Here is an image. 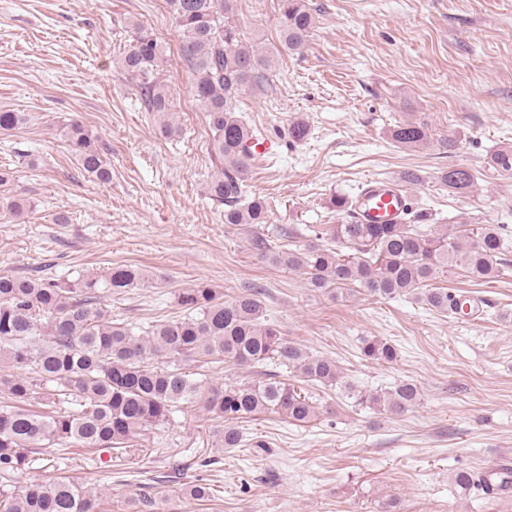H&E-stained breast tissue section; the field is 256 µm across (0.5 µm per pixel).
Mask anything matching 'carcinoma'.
I'll return each mask as SVG.
<instances>
[{
	"label": "carcinoma",
	"instance_id": "carcinoma-1",
	"mask_svg": "<svg viewBox=\"0 0 512 512\" xmlns=\"http://www.w3.org/2000/svg\"><path fill=\"white\" fill-rule=\"evenodd\" d=\"M181 36L180 52L192 75V89L212 131L216 171L208 194L224 205L226 224H266L263 199L247 197L252 167L248 143L254 129L240 115L246 90L259 86L271 59L258 44H247L235 22L237 0H168ZM279 42L289 52L304 49L314 17L304 0H280ZM162 45L142 27L120 59L121 69L139 89L145 111L166 134L170 93L160 81ZM22 112H0V131L22 124ZM69 151L82 170L99 181L112 178V167L98 137L79 120L63 127ZM404 148L431 143L427 125L403 120L391 129ZM487 164L512 171V147L490 154ZM440 182L452 194H466L474 185L468 170L450 166ZM349 198L333 200L341 222L330 227V240L349 249L309 244L285 250L261 234L252 239L257 255L307 275L310 287L332 296L355 285L372 297L394 299L412 294L427 309L458 313L463 302L428 282L462 269L487 281L502 272L507 250L502 224L461 221L448 226L426 224H358L348 212ZM152 277L138 267L119 265L101 275L73 281L0 272V357L14 372L0 375V512H96L95 495L66 480L31 482L16 493L12 483L31 469L43 448H82L93 455L113 450L132 458L140 432L170 421L173 413L197 406L215 421L214 447L244 446L237 423L255 414H278L307 423L318 410L311 396L269 372L253 383L208 384L178 364L180 360L215 359L234 366L267 363L284 366L307 382L336 388L353 404L402 415L422 402L420 387L403 380L382 393L366 391L341 375L336 363L311 354L284 338L267 314L261 291L250 287L226 299L205 281L176 296L186 315L149 326L141 336L125 321L112 318L103 294L147 288ZM367 360L391 363L396 347L378 338H361ZM36 401L44 412L27 404ZM454 484L463 492L482 486L479 473L459 470Z\"/></svg>",
	"mask_w": 512,
	"mask_h": 512
}]
</instances>
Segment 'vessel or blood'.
Segmentation results:
<instances>
[{
	"label": "vessel or blood",
	"instance_id": "1",
	"mask_svg": "<svg viewBox=\"0 0 512 512\" xmlns=\"http://www.w3.org/2000/svg\"><path fill=\"white\" fill-rule=\"evenodd\" d=\"M411 206L405 188L392 179L369 181L350 202L357 219L364 224H397L404 221Z\"/></svg>",
	"mask_w": 512,
	"mask_h": 512
}]
</instances>
